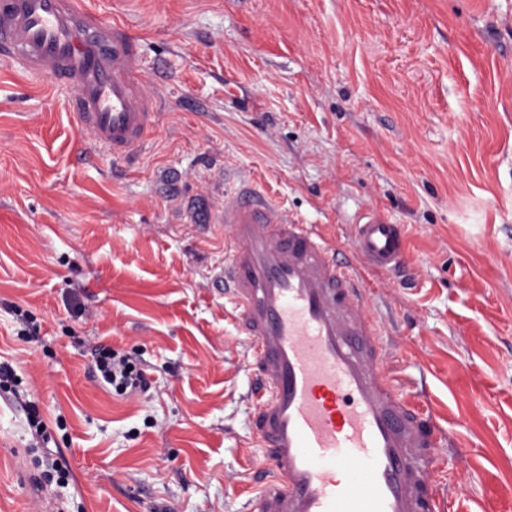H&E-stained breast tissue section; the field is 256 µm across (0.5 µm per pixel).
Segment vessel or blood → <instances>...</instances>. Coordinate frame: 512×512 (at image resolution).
<instances>
[{
    "label": "vessel or blood",
    "instance_id": "1",
    "mask_svg": "<svg viewBox=\"0 0 512 512\" xmlns=\"http://www.w3.org/2000/svg\"><path fill=\"white\" fill-rule=\"evenodd\" d=\"M0 60L54 80L81 133L135 157L158 120L124 23L84 0H0ZM222 277L256 357L252 428L269 474L257 512H447L435 455L446 439L385 367L367 266L398 265V225L366 214L345 257L262 187L224 198Z\"/></svg>",
    "mask_w": 512,
    "mask_h": 512
}]
</instances>
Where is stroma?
<instances>
[{"label":"stroma","mask_w":512,"mask_h":512,"mask_svg":"<svg viewBox=\"0 0 512 512\" xmlns=\"http://www.w3.org/2000/svg\"><path fill=\"white\" fill-rule=\"evenodd\" d=\"M85 2L139 37L159 123L113 165L0 64V512H253L255 355L215 285L244 182L339 249L400 225L403 273L364 272L388 367L447 433L450 512H512V0ZM140 362L129 354L100 349L95 359V373L119 395L144 394L150 389Z\"/></svg>","instance_id":"35a3bbf8"}]
</instances>
